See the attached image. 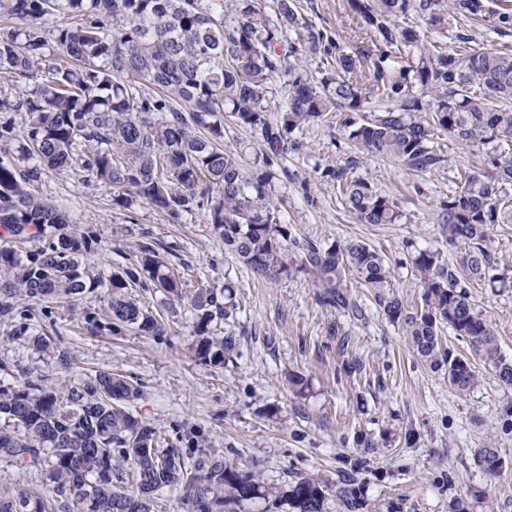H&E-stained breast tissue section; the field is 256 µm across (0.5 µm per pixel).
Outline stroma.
Segmentation results:
<instances>
[{"instance_id": "35a3bbf8", "label": "stroma", "mask_w": 512, "mask_h": 512, "mask_svg": "<svg viewBox=\"0 0 512 512\" xmlns=\"http://www.w3.org/2000/svg\"><path fill=\"white\" fill-rule=\"evenodd\" d=\"M309 1L314 9L308 17L316 26L337 34L347 49L360 46L363 34L349 0H298ZM398 22L440 46L463 51L470 37L475 46L512 51V31L501 33L489 24L462 20L443 35L414 12ZM342 118L329 112L295 131L301 148L280 162L273 193L290 233L288 252L297 257L310 243L361 240L383 255L406 311H413L422 289L412 257L422 249L446 250L437 221L440 203L456 189L458 170L481 168L488 149L439 135L447 168L414 175L390 160L359 157ZM349 163L354 175L397 202L399 223H357L335 180L322 174L325 167ZM31 192L93 232L97 244L85 261L102 276L133 263L136 243L153 238L172 245L168 260L190 286L220 288L232 281L236 313L213 323L212 331H233L240 355L221 368L195 358L189 305H166L153 289L140 298L162 316L166 335L146 336L132 328L88 334L82 328L86 313H100L108 303L101 289L92 299L55 305L52 321H36L52 343L50 351L6 338L7 328L0 325V362L11 367L0 379L4 384L33 375L54 386L93 370L119 372L141 383L142 396L130 409L159 436L172 439L176 424L190 423L203 432L206 452L255 472L266 484L281 486L304 476L332 484L349 475L366 501L364 512H450L454 497L486 487L492 512H512V470L493 480L475 462L478 449L487 446L512 461V430L504 427L512 388L491 367L477 364L478 386L457 394L443 374L421 363L405 326L389 322L355 277H347L346 285L363 312L359 318L319 304L308 270L293 268L277 282L255 276L225 250L202 214L176 224L146 203L113 205L103 188L71 170L43 169ZM470 293L492 321L504 353L512 355V288L494 290L477 282ZM61 349L72 356L71 369L59 364ZM354 359L361 360V371L346 373ZM292 373L306 378L303 393L291 389ZM364 437L371 447L360 446Z\"/></svg>"}]
</instances>
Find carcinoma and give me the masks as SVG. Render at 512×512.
<instances>
[{"mask_svg":"<svg viewBox=\"0 0 512 512\" xmlns=\"http://www.w3.org/2000/svg\"><path fill=\"white\" fill-rule=\"evenodd\" d=\"M259 0H4L7 13L27 26L0 33V82L41 75L30 93L0 99V107L27 115L19 135L0 124V142L18 141L17 158L0 151V323L9 338L36 349L50 343L32 333V311L56 302L89 299L99 288L109 295L107 318L93 315L86 330L98 333L132 326L150 336L167 329L136 297L138 288H160L176 301L189 298L195 316L194 356L222 366L238 355L239 339L211 334L217 319L234 317L232 285L198 288L188 284L161 254L154 240L136 244L135 264L104 279L83 263L96 243L91 231L70 223L49 200L29 186L43 167L79 165L107 189L114 204L141 201L173 222L203 212L224 248L265 280L290 274L288 229L272 199L275 166L297 129L336 108L362 112L369 98L381 107L363 121L346 120L348 138L367 157L395 161L416 173L448 166L435 145L438 134L462 143L512 142V54L477 48L461 52L429 48L423 35L398 24L410 11L443 32L466 18L512 28V9L489 13L485 0H350L363 22L365 45L345 51L326 30L303 19L295 0H276L277 23L260 21ZM78 20L47 37L39 20L49 13ZM299 29L288 44L284 32ZM73 64L44 66L49 50ZM317 54L328 71L313 82L289 58ZM403 53L408 65L386 62ZM288 76L285 101L271 117L265 105L272 75ZM478 80L484 91L473 93ZM237 125L260 132L263 149L254 170L221 146L224 114ZM37 160L38 165L26 162ZM485 169L464 175L461 185L440 202L439 223L451 257L421 250L412 258L422 288L421 303L405 313L389 265L364 242H333L309 247L300 265L319 288L317 301L361 313L342 286L354 273L375 305L393 323L404 321L420 359L447 376L460 394L479 379L470 359L443 348L439 332L448 326L469 350L512 386V358L503 354L490 320L476 310L469 291L475 281L507 286L493 274L488 248L499 224H512V152L487 154ZM343 201L360 224H395L396 201L375 190L349 167L327 169ZM142 396L127 377L97 371L57 388L27 376L0 388V459L34 469L45 493L0 491V512H151L149 496L166 487L182 493L186 512H224L230 504L270 499L292 512H326L336 498L343 512H363L366 503L350 480L335 485L297 478L271 487L252 472L210 454L189 463L190 449L204 446L203 433L176 425L177 443L159 442L154 427L135 416L129 404ZM482 471L498 476L506 461L496 448H481ZM487 498L484 490L456 496L451 512H473Z\"/></svg>","mask_w":512,"mask_h":512,"instance_id":"obj_1","label":"carcinoma"}]
</instances>
